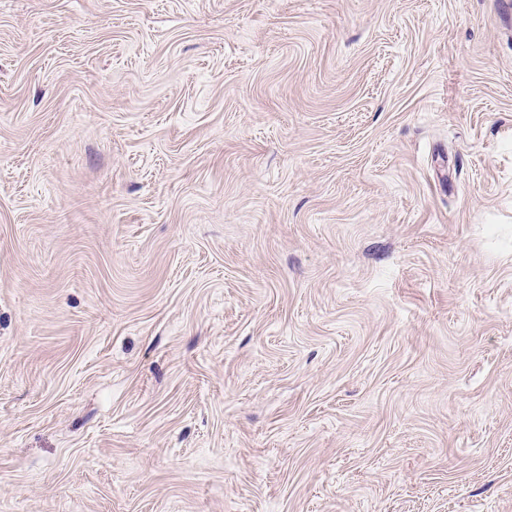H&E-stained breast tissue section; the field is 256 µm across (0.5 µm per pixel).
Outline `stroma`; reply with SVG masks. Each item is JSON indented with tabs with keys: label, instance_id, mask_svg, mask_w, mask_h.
<instances>
[{
	"label": "stroma",
	"instance_id": "35a3bbf8",
	"mask_svg": "<svg viewBox=\"0 0 512 512\" xmlns=\"http://www.w3.org/2000/svg\"><path fill=\"white\" fill-rule=\"evenodd\" d=\"M0 512H512L507 0H0Z\"/></svg>",
	"mask_w": 512,
	"mask_h": 512
}]
</instances>
